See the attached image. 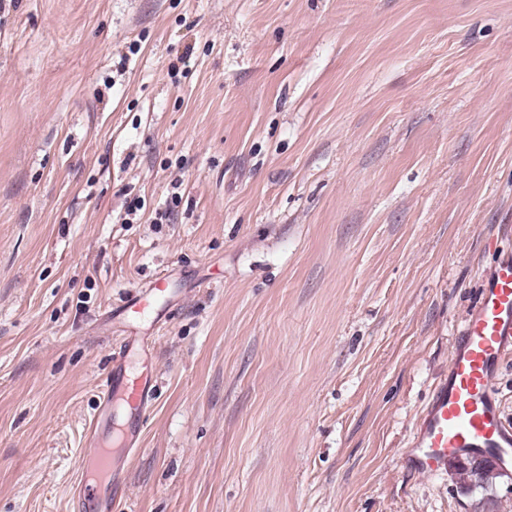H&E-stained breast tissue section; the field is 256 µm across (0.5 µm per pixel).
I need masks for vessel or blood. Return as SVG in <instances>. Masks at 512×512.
Here are the masks:
<instances>
[{
    "instance_id": "vessel-or-blood-1",
    "label": "vessel or blood",
    "mask_w": 512,
    "mask_h": 512,
    "mask_svg": "<svg viewBox=\"0 0 512 512\" xmlns=\"http://www.w3.org/2000/svg\"><path fill=\"white\" fill-rule=\"evenodd\" d=\"M166 276L133 292L118 318L125 330L111 354L96 412L83 435L80 476L73 488L74 512H113L127 481L115 466L117 442L138 448L144 421L155 402L148 372L155 360L151 337L138 324L159 321L157 301ZM512 354V251L500 252L486 271L479 300L453 339L448 374L434 387L416 436L406 449L410 467L433 475L452 457L478 456L501 471L512 470V421L498 392L499 368Z\"/></svg>"
}]
</instances>
